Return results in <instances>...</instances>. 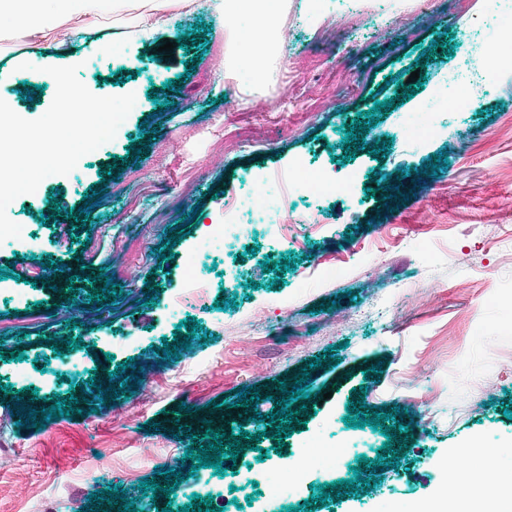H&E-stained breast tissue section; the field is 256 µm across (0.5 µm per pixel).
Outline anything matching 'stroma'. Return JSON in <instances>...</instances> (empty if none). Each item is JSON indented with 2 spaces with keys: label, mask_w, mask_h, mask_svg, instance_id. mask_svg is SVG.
Masks as SVG:
<instances>
[{
  "label": "stroma",
  "mask_w": 512,
  "mask_h": 512,
  "mask_svg": "<svg viewBox=\"0 0 512 512\" xmlns=\"http://www.w3.org/2000/svg\"><path fill=\"white\" fill-rule=\"evenodd\" d=\"M414 15L375 17L345 13L341 0H287L283 48L272 79L243 86L235 75L234 47L210 12L172 10L167 38L175 48L164 57L157 44H133L114 54L116 32H134L148 12L146 0H129L118 15L88 27L98 42L86 51L69 21L57 23L34 42L0 33V68L14 71L0 87L24 118L40 117L56 90L28 82L21 62L37 67L80 61L78 76L98 96L137 89L141 101L121 132L85 155L68 175L45 178L35 193L19 196L8 216L20 238L0 244V350L21 351L22 360H0V477L29 470L42 483L41 496L16 502L13 512H67L69 502L116 485L142 512H160L164 493L147 498L140 481L152 477L158 459L180 460L190 439L181 435L187 418L227 415L240 389L258 388L262 412H270L279 381L293 383L310 368L307 404L290 402L304 426L286 438L282 451L261 439L246 451L272 471L284 457L313 444L384 435L373 427L344 424L346 407L403 410L397 438L409 448L396 468L377 472L368 491L313 504L301 512H404L408 502L434 499L445 478L440 461L453 459L467 473L480 470L471 448L488 453L512 449V79L492 72L479 99L461 112L432 103L429 90L409 95L412 72L428 81L459 67L473 44L512 36V0H415ZM189 34L192 49L177 47ZM450 41L452 55L418 56L434 42ZM125 84H117V77ZM181 78L179 92L166 84ZM170 104L158 108L147 91ZM397 99L355 157L342 162L345 126L375 102ZM434 127L422 138L417 130ZM144 141L147 154L128 155ZM391 147L375 152L374 146ZM446 155L439 176L422 169ZM344 182L345 193L323 198L286 195L283 206L316 214L295 227L291 238L255 235L235 255L216 252L192 278L182 262L206 239L207 225L224 213V192L248 196L245 174L303 184L319 171ZM398 186L407 202L388 198ZM376 187L375 196L364 193ZM99 196L83 228L53 219L40 223L52 203L62 212L82 207L85 194ZM201 217L182 231L192 207ZM178 236L167 247L170 236ZM169 254L160 266L161 254ZM292 256L293 269L274 284L262 261ZM105 270L123 292L116 304L98 307L86 296L85 271ZM74 279L75 291L59 284ZM259 290L249 291V282ZM152 304H144V297ZM234 306L217 308L221 297ZM79 301L73 321L49 316L48 306ZM205 333L178 357L164 358L166 337L186 318ZM82 338L72 358L83 371L66 380L46 376L54 341ZM336 347L339 364L310 367ZM136 358L141 382L131 397L97 400L90 377L120 388L111 378L116 363ZM381 364L382 374L364 377ZM367 385L366 395L355 388ZM79 398L77 412L40 429L19 426L18 408L50 407L53 398ZM95 412H87L88 401ZM112 451L110 473L95 475V449ZM70 462L67 477L55 463ZM215 506L224 512H263L265 496H249L232 473L217 476Z\"/></svg>",
  "instance_id": "1"
}]
</instances>
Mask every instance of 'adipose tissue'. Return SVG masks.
<instances>
[{"label": "adipose tissue", "mask_w": 512, "mask_h": 512, "mask_svg": "<svg viewBox=\"0 0 512 512\" xmlns=\"http://www.w3.org/2000/svg\"><path fill=\"white\" fill-rule=\"evenodd\" d=\"M128 0H0V32L11 31L28 38L45 34L52 20H73L116 14ZM281 0H218L215 20L230 32L237 44V66L248 83L262 81L268 72L271 34L276 26ZM485 471L495 473L492 483L477 493L499 502L501 512H512V457L487 454ZM446 482L440 494L448 512H471V488L460 484L454 463L443 464Z\"/></svg>", "instance_id": "adipose-tissue-1"}]
</instances>
